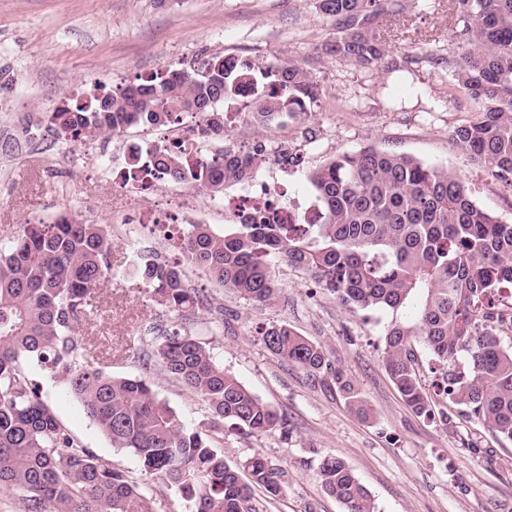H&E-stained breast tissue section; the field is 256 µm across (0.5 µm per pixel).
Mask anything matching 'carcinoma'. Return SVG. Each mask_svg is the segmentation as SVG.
<instances>
[{"mask_svg":"<svg viewBox=\"0 0 512 512\" xmlns=\"http://www.w3.org/2000/svg\"><path fill=\"white\" fill-rule=\"evenodd\" d=\"M318 8L336 30L321 45L322 55L391 71L406 67L407 59L389 58L377 33L379 16L404 13V0H319ZM451 10L453 87L478 108L451 138L511 187L512 0H452ZM246 85L253 89L248 116L260 126L303 118L319 97L310 72L291 61L260 65L232 56L140 77L118 92L102 89L83 102L63 103L46 118L65 141L114 137L133 125H173L184 114L226 138L220 105L236 100ZM267 161L261 143L244 155L229 144L207 154L174 141L147 151L145 160L130 151L127 165L130 172L216 196ZM308 180L314 221L275 224L255 215L224 225L222 234L208 224H188L177 236V261L142 253L120 274L140 280L158 305L189 313L207 308L190 270L260 307L278 295L272 264L285 261L343 306L391 314L384 366L415 413L451 421L420 383L419 342L430 355L435 396L457 416L512 441V224L479 206L454 172L404 153L371 146L342 153ZM112 245L110 225L65 215L26 224L0 244V489L17 497L22 512L151 509L128 471L82 446L58 419L32 378L38 369L65 386L112 447L130 450L145 472L188 495L193 512H257L253 487L279 495V471L261 456L231 465L219 444L226 423L245 436L285 427L273 406L225 371L206 342L174 329L157 337L147 356L207 406L208 428L188 426L150 380L104 371L75 336L93 314V291L112 275ZM408 306L412 321L399 318ZM259 335L271 353L336 388L352 410L368 416L323 346L286 323L265 326ZM319 479L345 512H376L370 492L342 459L324 456Z\"/></svg>","mask_w":512,"mask_h":512,"instance_id":"1","label":"carcinoma"}]
</instances>
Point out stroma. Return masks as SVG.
Instances as JSON below:
<instances>
[{
  "instance_id": "stroma-1",
  "label": "stroma",
  "mask_w": 512,
  "mask_h": 512,
  "mask_svg": "<svg viewBox=\"0 0 512 512\" xmlns=\"http://www.w3.org/2000/svg\"><path fill=\"white\" fill-rule=\"evenodd\" d=\"M405 5L404 14L381 16L377 26L391 57L410 59L407 71L390 74L318 57L317 47L334 30L317 0H0V241L21 225L62 214L112 224L117 269L131 248L166 251L148 222L171 196L183 202L179 223L204 204L207 224L223 232V198L181 183L137 189L121 181L130 146L150 147L152 131L134 127L109 139L72 143L58 139L44 117L99 87L227 56L262 64L290 60L318 85L320 97L307 120L257 126L245 115L231 117L232 142L264 143L273 157L285 149L302 156V164L282 178L288 197L312 205L310 170L373 146L448 168L470 185L480 206L512 224V187L451 139L455 128L475 118L477 107L450 86L447 61L456 45L448 0ZM274 275L277 298L254 307L191 273L213 307L188 317L157 305L140 281L116 276L96 288L94 313L80 333L90 343L109 344L102 360L108 372L153 379L160 398L190 426L208 425L206 405L142 358L160 332L175 326L206 342L226 371L286 418L284 431L244 437L224 430L221 448L229 463L259 454L281 473L280 495L255 488L258 512H344L318 477L327 454L353 469L377 512H512V442L475 421L456 416L445 424L412 411L384 367L387 313L350 310L287 263H276ZM283 322L326 348L365 399L370 419L356 416L339 393L260 343L257 326ZM39 382L77 440L129 471L153 498V512H191L185 495L146 474L132 453L114 449L62 384L44 375Z\"/></svg>"
}]
</instances>
